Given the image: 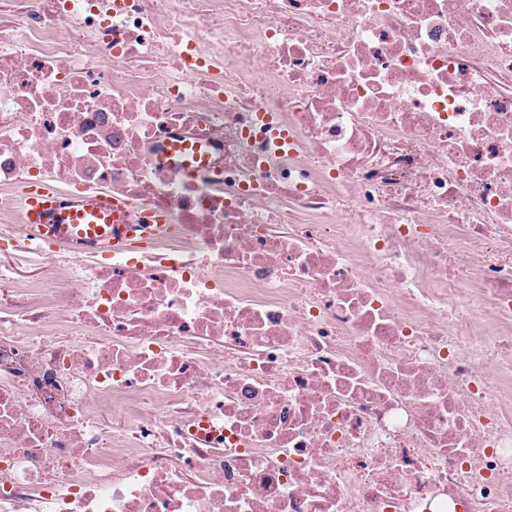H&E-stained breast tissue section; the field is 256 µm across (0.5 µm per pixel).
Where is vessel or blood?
Instances as JSON below:
<instances>
[{
    "label": "vessel or blood",
    "mask_w": 512,
    "mask_h": 512,
    "mask_svg": "<svg viewBox=\"0 0 512 512\" xmlns=\"http://www.w3.org/2000/svg\"><path fill=\"white\" fill-rule=\"evenodd\" d=\"M22 207L26 224L58 237L67 234L69 225H79V240L100 241L103 235L134 237L135 225L123 220L127 206L106 193L81 195L73 205H65L58 194L43 184L31 185Z\"/></svg>",
    "instance_id": "vessel-or-blood-1"
}]
</instances>
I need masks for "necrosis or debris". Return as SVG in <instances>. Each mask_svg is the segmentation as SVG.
<instances>
[{"label": "necrosis or debris", "mask_w": 512, "mask_h": 512, "mask_svg": "<svg viewBox=\"0 0 512 512\" xmlns=\"http://www.w3.org/2000/svg\"><path fill=\"white\" fill-rule=\"evenodd\" d=\"M0 512H512V0H0ZM127 204L113 200L106 193L96 192L81 195L71 206L64 205L58 194L44 184H33L25 192L22 200L25 223L46 232L50 237L69 233L65 224H89L76 236L85 242L101 241L103 232L96 224L104 220L109 226V235L133 238L137 225L123 224ZM55 224H60L59 228Z\"/></svg>", "instance_id": "necrosis-or-debris-1"}]
</instances>
